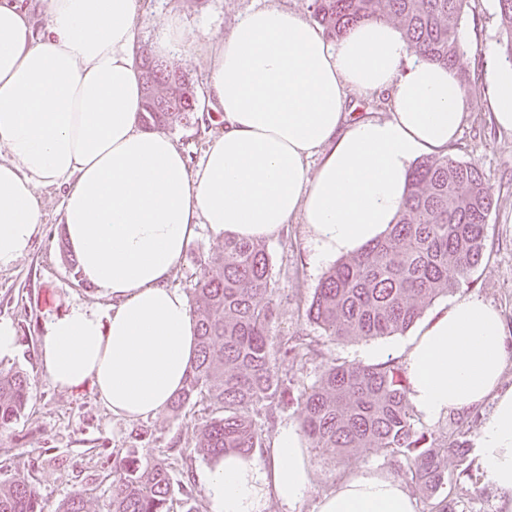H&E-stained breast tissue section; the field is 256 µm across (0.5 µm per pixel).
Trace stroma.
Masks as SVG:
<instances>
[{
    "label": "stroma",
    "instance_id": "stroma-1",
    "mask_svg": "<svg viewBox=\"0 0 512 512\" xmlns=\"http://www.w3.org/2000/svg\"><path fill=\"white\" fill-rule=\"evenodd\" d=\"M255 0H150L136 20L138 51L153 52L156 33L164 19L178 14L188 22L184 51L167 57V64L188 75L196 93H203L208 72L197 44L222 39ZM461 26L471 34L472 48L464 52L459 67L472 88L466 96L469 112L458 138L448 147L450 157L479 168L494 199L487 227L486 248L470 277L449 295L437 298L424 312L432 318L448 310L453 300L475 296L492 305L512 330V132L500 129L486 99L490 72L502 64L505 32L496 0H470ZM41 224L28 252L11 268L0 270V320L10 321L17 336L12 356L0 359V369L20 370L30 378V401L21 417L0 429V481L21 479L38 493L44 512H60L65 499L83 492L89 512H105L109 501L108 475L114 462L165 460L174 481H190L192 498H178L175 512H209L203 477L214 461L199 454L196 443L214 411L206 403L189 405L180 414L171 411L138 421L113 416L88 387L62 390L45 374L41 343L51 315L82 304L98 310L111 306V298L86 284L69 264L61 221L62 192L38 188ZM223 238L201 231L176 268L173 286L192 296L200 275L199 254L223 245ZM271 260L272 298L276 316L271 324L274 340L309 336L318 340L315 354L294 362L277 358L280 376L289 381L280 404L277 424L299 425V397L317 383L326 365L363 366L392 359L403 363L416 329L376 339L334 342L322 337L306 321L303 301L312 296L330 265L319 260L302 219L287 224L267 239ZM312 490L294 512H314L319 497L344 476L365 468L390 472L386 458L373 453L358 460L337 461L329 453L310 451ZM451 499L482 512H502L498 495L485 476L460 479L447 487Z\"/></svg>",
    "mask_w": 512,
    "mask_h": 512
}]
</instances>
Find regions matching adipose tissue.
<instances>
[{"mask_svg":"<svg viewBox=\"0 0 512 512\" xmlns=\"http://www.w3.org/2000/svg\"><path fill=\"white\" fill-rule=\"evenodd\" d=\"M144 0H0V269L28 251L41 222L36 190L63 192L62 222L82 279L112 299L53 316L41 358L63 390L91 386L116 417L169 406L195 359L196 327L173 273L200 228L261 240L301 217L319 259L350 256L403 208L412 162L456 136L468 100L453 69L419 58L396 25L359 23L331 41L297 11L258 0L205 44L204 94L223 128L195 167L167 134L146 130L134 21ZM490 105L512 132V68L491 72ZM387 99L385 118L348 120L350 96ZM320 156L317 168L309 160ZM499 312L464 297L428 320L405 364L408 399L435 424L493 398L475 448L512 512V387ZM210 512L284 507L311 489L299 430H276L264 463L225 455L204 480ZM316 512H415L399 478L363 470Z\"/></svg>","mask_w":512,"mask_h":512,"instance_id":"obj_1","label":"adipose tissue"}]
</instances>
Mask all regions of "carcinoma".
Returning <instances> with one entry per match:
<instances>
[{
    "label": "carcinoma",
    "instance_id": "cac0c4a2",
    "mask_svg": "<svg viewBox=\"0 0 512 512\" xmlns=\"http://www.w3.org/2000/svg\"><path fill=\"white\" fill-rule=\"evenodd\" d=\"M470 0H312L311 17L332 39L355 25L391 20L422 59L455 67L462 55L459 23ZM506 33L504 62L512 66V0H497ZM147 130L205 123L188 76L149 54L141 55ZM493 198L474 165L426 156L411 166L407 196L395 224L323 276L304 316L332 341L375 339L411 328L438 297L459 288L480 261ZM193 288L198 352L183 389L169 409L207 401L218 415L206 421L196 450L219 460L249 456L263 447L275 420L273 402L286 392L276 353L304 358L305 336L278 342L269 334L275 316L269 254L257 240L224 239L199 257ZM409 384L395 361L368 366L330 364L303 395L301 431L310 447L341 460L381 453L414 488L433 496L452 480L473 478L469 448L459 433L443 444L417 427ZM29 401V378L0 371V428L12 425ZM175 490L168 465H115L107 512H173ZM0 512H42L23 480L0 484ZM61 512H88L81 492Z\"/></svg>",
    "mask_w": 512,
    "mask_h": 512
}]
</instances>
